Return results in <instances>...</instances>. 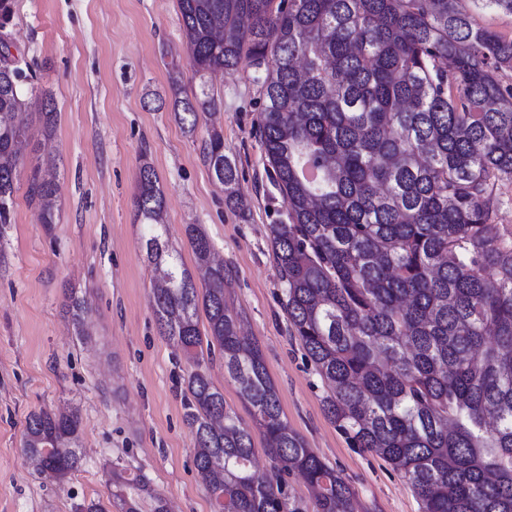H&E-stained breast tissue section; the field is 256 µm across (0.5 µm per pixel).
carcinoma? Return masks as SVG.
Here are the masks:
<instances>
[{"label": "carcinoma", "instance_id": "1", "mask_svg": "<svg viewBox=\"0 0 512 512\" xmlns=\"http://www.w3.org/2000/svg\"><path fill=\"white\" fill-rule=\"evenodd\" d=\"M200 94L173 108L195 132L215 107L207 76L264 74L258 133L286 220L269 227L292 335L328 385L326 417L352 448L375 452L413 488L422 512H512V239L497 189L512 181V40L474 23L455 0H179ZM0 45V224L9 223L27 146L19 73ZM203 160L225 201L245 212L224 135ZM55 179L35 168L29 203L55 223ZM136 220L162 334L193 364L184 420L198 478L222 512H303L287 493L299 473L315 512H355L354 492L288 426L259 346L240 335L195 225L186 234L204 286L169 249L164 195L141 166ZM204 309L208 329L198 326ZM249 405L244 425L203 364L214 351ZM80 420L46 410L26 420L22 453L63 479L81 465ZM275 462L255 466V439ZM119 512H169L141 474H109Z\"/></svg>", "mask_w": 512, "mask_h": 512}]
</instances>
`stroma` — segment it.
Listing matches in <instances>:
<instances>
[{
	"mask_svg": "<svg viewBox=\"0 0 512 512\" xmlns=\"http://www.w3.org/2000/svg\"><path fill=\"white\" fill-rule=\"evenodd\" d=\"M5 28L13 55L52 94L56 127L42 129L41 104L27 96L22 120L30 145L22 169L52 173L56 222L44 226L19 184L9 224L0 226V512H81L107 500L119 464L143 474L173 512H211L193 467L184 380L190 366L163 336L153 312L154 268L144 227L134 218L142 162L165 197L171 249L186 267L194 256L185 229L208 236L231 270L227 304L255 341L282 410L309 448L350 483L358 512H420L411 487L392 466L350 448L327 419L325 384L290 334L284 285L269 227L285 212L270 185L256 136L260 83L253 69L208 77L213 111L195 134L175 121L169 75L188 65L178 0H11ZM239 170L236 212L202 160L211 127ZM85 301L75 327L69 294ZM76 412L82 461L64 480L40 474L21 452L28 416Z\"/></svg>",
	"mask_w": 512,
	"mask_h": 512,
	"instance_id": "obj_1",
	"label": "stroma"
}]
</instances>
